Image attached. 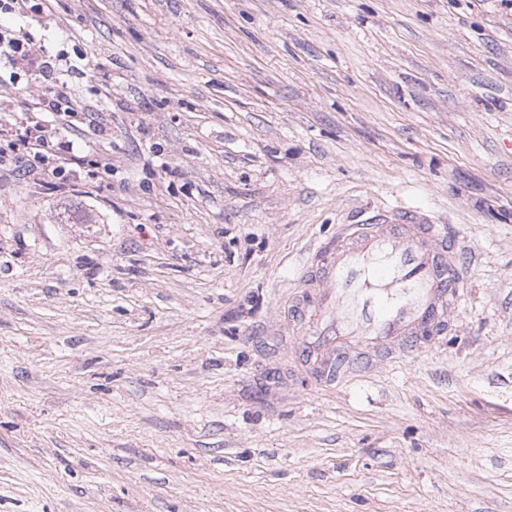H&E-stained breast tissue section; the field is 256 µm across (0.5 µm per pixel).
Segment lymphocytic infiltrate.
Segmentation results:
<instances>
[{
    "instance_id": "lymphocytic-infiltrate-1",
    "label": "lymphocytic infiltrate",
    "mask_w": 512,
    "mask_h": 512,
    "mask_svg": "<svg viewBox=\"0 0 512 512\" xmlns=\"http://www.w3.org/2000/svg\"><path fill=\"white\" fill-rule=\"evenodd\" d=\"M27 29L0 30V65L41 76L50 91L35 102L33 116L17 121L13 113H0V166L23 164L29 171H44L56 189L70 185L73 176L85 170L87 156L67 138L77 114L70 105L66 81L56 77L47 53L33 48Z\"/></svg>"
}]
</instances>
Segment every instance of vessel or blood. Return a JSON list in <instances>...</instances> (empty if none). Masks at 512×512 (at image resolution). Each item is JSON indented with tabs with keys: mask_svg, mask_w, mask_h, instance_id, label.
I'll list each match as a JSON object with an SVG mask.
<instances>
[{
	"mask_svg": "<svg viewBox=\"0 0 512 512\" xmlns=\"http://www.w3.org/2000/svg\"><path fill=\"white\" fill-rule=\"evenodd\" d=\"M292 321L304 324L303 350L321 382L336 379L352 345L411 347L432 340L460 299L467 270L445 225L407 207L341 225L301 273Z\"/></svg>",
	"mask_w": 512,
	"mask_h": 512,
	"instance_id": "obj_1",
	"label": "vessel or blood"
}]
</instances>
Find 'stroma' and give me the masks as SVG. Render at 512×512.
<instances>
[{
    "mask_svg": "<svg viewBox=\"0 0 512 512\" xmlns=\"http://www.w3.org/2000/svg\"><path fill=\"white\" fill-rule=\"evenodd\" d=\"M68 193L0 168V512H512V8L51 0ZM409 206L472 277L448 330L316 381L311 249Z\"/></svg>",
    "mask_w": 512,
    "mask_h": 512,
    "instance_id": "stroma-1",
    "label": "stroma"
}]
</instances>
